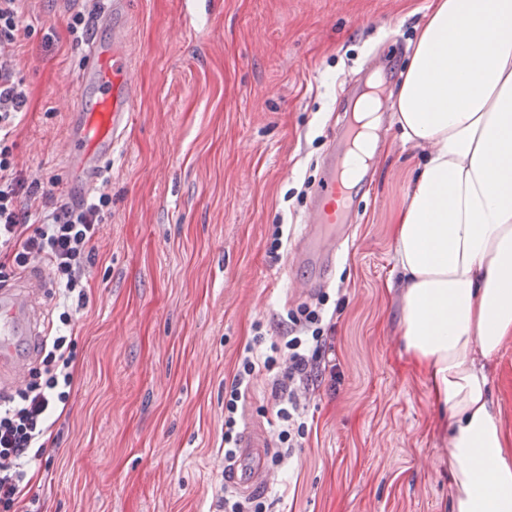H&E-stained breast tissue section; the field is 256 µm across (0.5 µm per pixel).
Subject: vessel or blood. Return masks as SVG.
<instances>
[{
	"label": "vessel or blood",
	"instance_id": "vessel-or-blood-1",
	"mask_svg": "<svg viewBox=\"0 0 512 512\" xmlns=\"http://www.w3.org/2000/svg\"><path fill=\"white\" fill-rule=\"evenodd\" d=\"M124 0H112V10L94 22L97 36L86 43L92 66L80 81L94 91L93 99L75 97L69 113L65 158L72 184L90 189L101 178L103 162L111 158L132 120L136 83L131 75L120 18ZM350 140L339 143L323 163V180L289 262L313 267L315 278L296 277L293 287H320L336 261V243L349 219L351 198L342 181V162ZM47 269L0 288V374L12 386L27 379L30 346L40 335L38 301L49 288ZM271 440L265 425L247 420L238 438L236 457L224 466V483L246 494L272 479L266 467Z\"/></svg>",
	"mask_w": 512,
	"mask_h": 512
}]
</instances>
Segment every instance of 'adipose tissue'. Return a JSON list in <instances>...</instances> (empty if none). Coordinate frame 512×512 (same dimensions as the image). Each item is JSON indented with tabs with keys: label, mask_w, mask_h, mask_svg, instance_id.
<instances>
[{
	"label": "adipose tissue",
	"mask_w": 512,
	"mask_h": 512,
	"mask_svg": "<svg viewBox=\"0 0 512 512\" xmlns=\"http://www.w3.org/2000/svg\"><path fill=\"white\" fill-rule=\"evenodd\" d=\"M363 105L347 186L375 161L381 117ZM391 119L421 150L393 218L403 355L440 408L451 512H512V433L486 366L512 340V0H431Z\"/></svg>",
	"instance_id": "ef3b65f1"
}]
</instances>
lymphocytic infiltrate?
<instances>
[{
	"label": "lymphocytic infiltrate",
	"mask_w": 512,
	"mask_h": 512,
	"mask_svg": "<svg viewBox=\"0 0 512 512\" xmlns=\"http://www.w3.org/2000/svg\"><path fill=\"white\" fill-rule=\"evenodd\" d=\"M25 0H0V275H16L34 260L44 261L62 292L59 321L73 327V309L84 306L83 281L96 256L104 209L110 198L100 191L74 206L41 192L13 161L14 133L27 106V92L12 60L29 34ZM322 305L289 311L287 335L266 341L256 334L243 349L237 371L224 394V456L237 451V413L250 392L256 373L273 374L277 440L284 450L278 462L290 459L298 447L305 422L302 400L310 383L322 378L317 362L328 343ZM267 352H259V345ZM42 374L32 375L25 388L0 400V504L20 502L30 484L32 456L47 453V433L57 408L67 404L73 383V339L58 334L46 341Z\"/></svg>",
	"instance_id": "1"
}]
</instances>
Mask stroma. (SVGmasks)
<instances>
[{"label":"stroma","mask_w":512,"mask_h":512,"mask_svg":"<svg viewBox=\"0 0 512 512\" xmlns=\"http://www.w3.org/2000/svg\"><path fill=\"white\" fill-rule=\"evenodd\" d=\"M430 0H126L138 96L101 177L111 196L88 300L74 328L69 402L52 462L33 461L32 512H219L224 388L256 331L288 311L334 312L301 448L259 487L270 512H448L447 441L425 375L401 357L391 221L420 161L383 118V159L355 187L349 238L322 296L289 288L286 258L331 153V134L371 73L402 80ZM15 64L30 91L15 164L66 192L68 109L88 68L67 31L90 0H26ZM285 235L270 254L273 225ZM512 431V343L489 363ZM272 378L237 419L275 430Z\"/></svg>","instance_id":"obj_1"}]
</instances>
